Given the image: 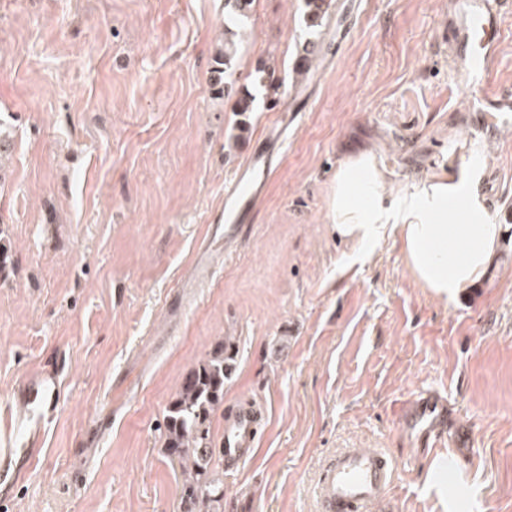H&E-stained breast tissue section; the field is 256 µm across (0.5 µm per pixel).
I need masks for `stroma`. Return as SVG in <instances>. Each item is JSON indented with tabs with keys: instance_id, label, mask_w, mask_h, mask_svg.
<instances>
[{
	"instance_id": "1",
	"label": "stroma",
	"mask_w": 512,
	"mask_h": 512,
	"mask_svg": "<svg viewBox=\"0 0 512 512\" xmlns=\"http://www.w3.org/2000/svg\"><path fill=\"white\" fill-rule=\"evenodd\" d=\"M254 0L240 83L281 96L234 110L211 81L224 0H0V403L62 359L45 455L0 512H179L160 426L178 384L224 342L236 370L214 435L260 403L256 456L224 473V512H318L325 461L395 463L373 512H512V242L450 302L398 235L361 262L330 221L340 163L373 152L390 197L451 172L512 225V123L478 132L448 64L449 0ZM280 162L209 280L191 267L255 143ZM446 406L441 445L402 419Z\"/></svg>"
}]
</instances>
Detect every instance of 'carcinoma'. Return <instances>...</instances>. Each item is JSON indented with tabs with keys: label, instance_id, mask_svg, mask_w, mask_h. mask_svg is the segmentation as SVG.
<instances>
[{
	"label": "carcinoma",
	"instance_id": "carcinoma-1",
	"mask_svg": "<svg viewBox=\"0 0 512 512\" xmlns=\"http://www.w3.org/2000/svg\"><path fill=\"white\" fill-rule=\"evenodd\" d=\"M254 0H225L226 20L249 17ZM307 21L316 26L329 8L328 0H305ZM237 33L224 26V49L214 58L215 86L223 95H235V111H253L255 97L248 87L232 79L237 55ZM260 84L269 95L279 96L281 84L276 69L260 70ZM235 371V355L220 346L181 380L163 418L164 448L183 471L180 512H224V484L217 477L215 460H224V451L211 431V417L224 404V383Z\"/></svg>",
	"mask_w": 512,
	"mask_h": 512
}]
</instances>
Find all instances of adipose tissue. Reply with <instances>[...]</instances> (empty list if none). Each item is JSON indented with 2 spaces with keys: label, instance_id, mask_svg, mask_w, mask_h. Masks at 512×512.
I'll use <instances>...</instances> for the list:
<instances>
[{
  "label": "adipose tissue",
  "instance_id": "obj_1",
  "mask_svg": "<svg viewBox=\"0 0 512 512\" xmlns=\"http://www.w3.org/2000/svg\"><path fill=\"white\" fill-rule=\"evenodd\" d=\"M385 183L384 170L369 154L337 169L332 221L338 234L364 248L398 233L416 281L446 302L486 276L504 229L476 188L444 172L392 200Z\"/></svg>",
  "mask_w": 512,
  "mask_h": 512
}]
</instances>
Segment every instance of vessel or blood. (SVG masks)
Wrapping results in <instances>:
<instances>
[{
  "label": "vessel or blood",
  "instance_id": "b4317fda",
  "mask_svg": "<svg viewBox=\"0 0 512 512\" xmlns=\"http://www.w3.org/2000/svg\"><path fill=\"white\" fill-rule=\"evenodd\" d=\"M503 0H455L448 14V55L460 82L476 91L474 111L494 124L512 121V93L495 88L490 78L497 63ZM279 150L276 142H265L255 151L247 169L236 175L225 193V251H232L242 229L241 222L260 194ZM63 365L32 369L15 393L27 409L18 423L9 447L0 448V501L12 497L18 484L40 462L44 450L40 434L56 414L62 390ZM445 412L441 400L420 398L403 412L405 423L431 435ZM265 426L262 412L242 406L224 426L226 467H239L257 453ZM394 467L381 451L345 450L324 466L317 495L320 512H370L385 495Z\"/></svg>",
  "mask_w": 512,
  "mask_h": 512
}]
</instances>
